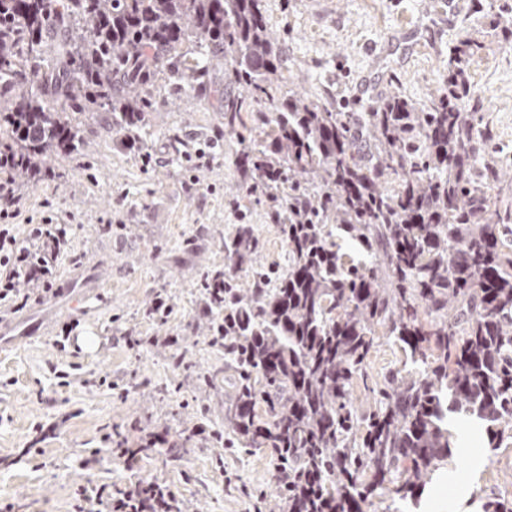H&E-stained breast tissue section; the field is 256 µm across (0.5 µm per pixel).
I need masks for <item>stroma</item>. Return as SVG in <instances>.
<instances>
[{
    "label": "stroma",
    "instance_id": "stroma-1",
    "mask_svg": "<svg viewBox=\"0 0 512 512\" xmlns=\"http://www.w3.org/2000/svg\"><path fill=\"white\" fill-rule=\"evenodd\" d=\"M266 8L282 54L281 90L330 111L360 112L395 91L429 104L451 50L476 40L468 73L484 146L512 164V52L475 0H266ZM150 93L141 148L113 143L105 113L87 112L79 156L51 160L49 176L14 180L15 235L49 224L66 238L56 297L20 310L0 305L10 328L0 342V512H74L77 489L141 478L169 485L183 512L274 510L265 452L216 441L224 390L203 378L224 351L209 342L202 284L223 269L224 237L240 224L253 225L263 243L256 262L287 266L271 219L276 204L238 171L240 146L224 133L213 84L162 75ZM174 129L188 145L180 157L168 146ZM159 300L166 313L154 312ZM71 321L76 329L58 344ZM87 334L94 348L81 344ZM407 361L400 343L379 337L366 380L353 385L354 404H372V388ZM448 432L452 456L420 499L397 502L398 512L512 503V431L493 449L482 421L452 413ZM105 433L138 448L131 467L106 459L83 466Z\"/></svg>",
    "mask_w": 512,
    "mask_h": 512
}]
</instances>
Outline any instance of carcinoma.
Listing matches in <instances>:
<instances>
[{"mask_svg": "<svg viewBox=\"0 0 512 512\" xmlns=\"http://www.w3.org/2000/svg\"><path fill=\"white\" fill-rule=\"evenodd\" d=\"M478 7L512 45V8ZM479 48L454 49L428 106L394 92L331 112L276 96L264 0H0V156L19 175L78 151L85 112L110 113L112 135L135 145L152 79L208 82L216 59L242 89L224 94V133L274 107L240 137L236 165L251 190L277 191L288 268L252 264L245 224L204 297L224 349L206 379L224 382V447L267 452L276 512H370L420 494L452 455L450 412L484 420L492 448L512 429V209L491 194L512 172L482 149L467 74ZM380 328L421 368L390 372L360 410L350 389Z\"/></svg>", "mask_w": 512, "mask_h": 512, "instance_id": "carcinoma-1", "label": "carcinoma"}]
</instances>
